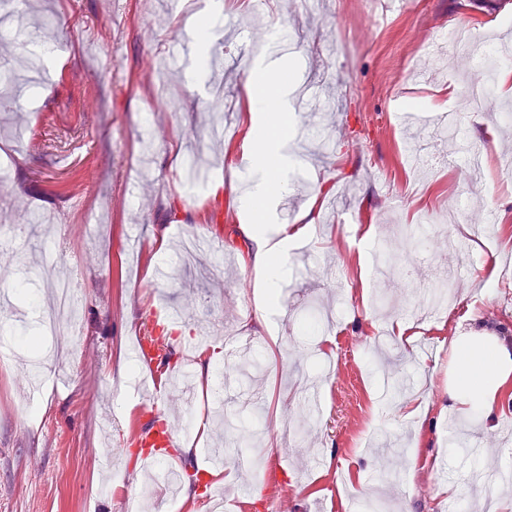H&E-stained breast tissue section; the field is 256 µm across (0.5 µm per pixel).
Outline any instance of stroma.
I'll return each mask as SVG.
<instances>
[{
	"label": "stroma",
	"mask_w": 512,
	"mask_h": 512,
	"mask_svg": "<svg viewBox=\"0 0 512 512\" xmlns=\"http://www.w3.org/2000/svg\"><path fill=\"white\" fill-rule=\"evenodd\" d=\"M14 0L25 36L0 53V71L17 70L27 45H61L47 80L0 96V313L12 326L10 358L0 359V512H126L104 489L124 482L135 512H476L502 492L475 471L481 454L512 466V387L499 398L494 431L447 406L432 422L428 404L442 391L458 324L492 322L512 337V122L500 105L512 84L493 81L494 104L463 113L462 138L394 122L401 110L427 116L440 102L459 110L464 86L481 69L449 39L480 31L497 48L512 45V0H223L222 98L171 66L175 42L198 44L187 18L203 0ZM281 24L295 60L292 98L306 87L329 102L320 122L292 112L290 149L303 165L290 190L262 211L269 226L313 209L314 237L292 246L276 302L247 263L251 242L231 179L241 167L247 122L242 58L271 24ZM460 111V110H459ZM226 220L210 222L212 210ZM373 229L370 244L347 228ZM170 252L157 258L158 233ZM215 239L213 252L179 260L182 240ZM173 269L165 282L159 265ZM79 286L76 336H36L27 303L54 301V285ZM489 280L488 297L477 278ZM417 334L398 341L397 321ZM252 341L262 363L238 377L237 352H225L229 382L191 405L159 392L128 396L113 378L138 337L155 339L169 373L193 367L208 344L180 347L205 328ZM51 362L38 396L27 380L39 354ZM319 396L318 413L307 403ZM223 412L196 460L178 469L182 490L166 496L146 483L141 428L163 420ZM242 451L214 503L192 478L217 447ZM429 479L408 478L410 462ZM251 487L249 498L239 494Z\"/></svg>",
	"instance_id": "obj_1"
}]
</instances>
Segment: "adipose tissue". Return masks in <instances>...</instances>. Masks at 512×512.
Returning <instances> with one entry per match:
<instances>
[{
	"label": "adipose tissue",
	"instance_id": "obj_1",
	"mask_svg": "<svg viewBox=\"0 0 512 512\" xmlns=\"http://www.w3.org/2000/svg\"><path fill=\"white\" fill-rule=\"evenodd\" d=\"M283 60L256 59L248 83V162L252 173L249 188L239 194L241 209L253 212L288 191L286 175L297 161L287 140L269 134L288 110L292 87L283 75ZM255 248L253 266L262 271L268 288H277L283 275L281 263L288 239L269 232L266 225L251 227ZM453 379L446 387L449 403L469 405L485 430L497 425V394L512 380V340L489 331L462 333L454 337Z\"/></svg>",
	"mask_w": 512,
	"mask_h": 512
}]
</instances>
